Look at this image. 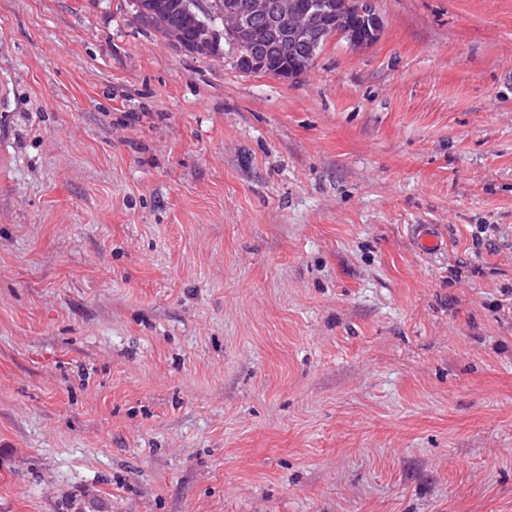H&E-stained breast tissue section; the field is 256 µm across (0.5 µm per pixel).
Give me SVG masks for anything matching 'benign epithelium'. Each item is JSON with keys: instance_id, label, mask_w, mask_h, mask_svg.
Returning <instances> with one entry per match:
<instances>
[{"instance_id": "1", "label": "benign epithelium", "mask_w": 512, "mask_h": 512, "mask_svg": "<svg viewBox=\"0 0 512 512\" xmlns=\"http://www.w3.org/2000/svg\"><path fill=\"white\" fill-rule=\"evenodd\" d=\"M384 22L375 0H232L218 24L204 29L203 38L233 45L238 65L246 72L266 69L263 50L271 44L288 48L292 66L271 72L284 81L307 72L318 49L331 39H343L353 49L376 42Z\"/></svg>"}]
</instances>
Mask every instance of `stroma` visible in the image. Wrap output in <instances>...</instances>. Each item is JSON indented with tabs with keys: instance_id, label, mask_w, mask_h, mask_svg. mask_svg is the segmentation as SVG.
I'll use <instances>...</instances> for the list:
<instances>
[{
	"instance_id": "obj_1",
	"label": "stroma",
	"mask_w": 512,
	"mask_h": 512,
	"mask_svg": "<svg viewBox=\"0 0 512 512\" xmlns=\"http://www.w3.org/2000/svg\"><path fill=\"white\" fill-rule=\"evenodd\" d=\"M376 7L283 81L0 0V512H512V0Z\"/></svg>"
}]
</instances>
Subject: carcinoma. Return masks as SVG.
<instances>
[{
  "instance_id": "obj_1",
  "label": "carcinoma",
  "mask_w": 512,
  "mask_h": 512,
  "mask_svg": "<svg viewBox=\"0 0 512 512\" xmlns=\"http://www.w3.org/2000/svg\"><path fill=\"white\" fill-rule=\"evenodd\" d=\"M154 0H141L145 12L140 16V22L159 33L168 36L171 27L179 28L190 50L199 56L213 55V45L197 38L196 33L204 28V23L210 21L206 14L198 9L193 0H168L169 8L163 12H155L152 8Z\"/></svg>"
}]
</instances>
